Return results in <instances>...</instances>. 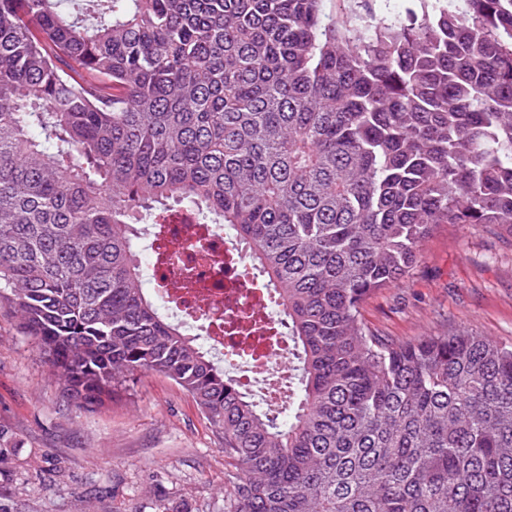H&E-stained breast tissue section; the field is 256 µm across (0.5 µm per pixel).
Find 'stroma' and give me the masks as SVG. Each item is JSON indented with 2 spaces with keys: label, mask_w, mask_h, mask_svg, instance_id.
Masks as SVG:
<instances>
[{
  "label": "stroma",
  "mask_w": 512,
  "mask_h": 512,
  "mask_svg": "<svg viewBox=\"0 0 512 512\" xmlns=\"http://www.w3.org/2000/svg\"><path fill=\"white\" fill-rule=\"evenodd\" d=\"M364 323L393 341L466 330L512 343V237L436 225ZM234 462L192 396L138 374L102 407L64 401L48 363L0 305V512H224Z\"/></svg>",
  "instance_id": "stroma-1"
}]
</instances>
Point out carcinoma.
Listing matches in <instances>:
<instances>
[{"instance_id":"obj_1","label":"carcinoma","mask_w":512,"mask_h":512,"mask_svg":"<svg viewBox=\"0 0 512 512\" xmlns=\"http://www.w3.org/2000/svg\"><path fill=\"white\" fill-rule=\"evenodd\" d=\"M0 0V300L70 405L156 372L224 435V512H512V344L360 308L436 224L512 235V0ZM236 230L298 387L257 409L142 286L138 225ZM365 0H350L340 3L337 0H324L323 12L328 16H335L341 10L344 12L365 13L367 8H372L378 17H393L398 14H404L405 9L409 6L407 0H369L370 2H362Z\"/></svg>"}]
</instances>
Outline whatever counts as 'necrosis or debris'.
Returning a JSON list of instances; mask_svg holds the SVG:
<instances>
[{
    "label": "necrosis or debris",
    "instance_id": "obj_1",
    "mask_svg": "<svg viewBox=\"0 0 512 512\" xmlns=\"http://www.w3.org/2000/svg\"><path fill=\"white\" fill-rule=\"evenodd\" d=\"M152 278L168 289L176 308L207 331L213 349L234 363L245 391L265 390L290 378L288 345L272 341L278 317L259 274L222 225L202 228L187 216L166 225Z\"/></svg>",
    "mask_w": 512,
    "mask_h": 512
}]
</instances>
